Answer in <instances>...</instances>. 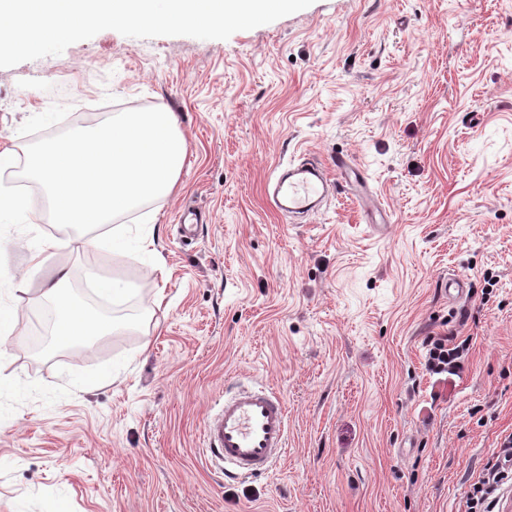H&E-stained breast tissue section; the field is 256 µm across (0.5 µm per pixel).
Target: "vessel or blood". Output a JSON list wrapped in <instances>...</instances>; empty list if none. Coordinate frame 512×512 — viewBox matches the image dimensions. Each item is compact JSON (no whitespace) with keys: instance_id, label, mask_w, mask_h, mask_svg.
<instances>
[{"instance_id":"1","label":"vessel or blood","mask_w":512,"mask_h":512,"mask_svg":"<svg viewBox=\"0 0 512 512\" xmlns=\"http://www.w3.org/2000/svg\"><path fill=\"white\" fill-rule=\"evenodd\" d=\"M336 173L359 186L367 180L358 167L336 158ZM332 172V173H335ZM318 163L289 165L272 183L268 198L280 213L302 218L314 211L333 181ZM205 452L225 478L264 475L285 454L288 412L283 400L265 387L230 389L204 428Z\"/></svg>"}]
</instances>
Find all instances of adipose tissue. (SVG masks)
Masks as SVG:
<instances>
[{
  "mask_svg": "<svg viewBox=\"0 0 512 512\" xmlns=\"http://www.w3.org/2000/svg\"><path fill=\"white\" fill-rule=\"evenodd\" d=\"M70 272L67 266H57L52 276L45 282L46 294L55 298L57 326L54 331L61 341H69L73 337L91 340L116 330V323H108L93 316L86 308L74 303L67 294Z\"/></svg>",
  "mask_w": 512,
  "mask_h": 512,
  "instance_id": "ef3b65f1",
  "label": "adipose tissue"
}]
</instances>
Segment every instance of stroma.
Listing matches in <instances>:
<instances>
[{"label":"stroma","mask_w":512,"mask_h":512,"mask_svg":"<svg viewBox=\"0 0 512 512\" xmlns=\"http://www.w3.org/2000/svg\"><path fill=\"white\" fill-rule=\"evenodd\" d=\"M138 108L179 113L188 147L143 208L149 259L40 251L69 232L17 176L27 145ZM4 149L25 205L0 220V512H461L512 435V0H314L225 40L105 30L0 68ZM338 154L376 232L352 187L297 221L264 194ZM189 205L207 221L186 244ZM60 264L124 327L38 346ZM91 271L130 293L102 303ZM448 334L470 349L443 389L424 340ZM235 383L288 409L286 454L243 481L203 451Z\"/></svg>","instance_id":"35a3bbf8"}]
</instances>
